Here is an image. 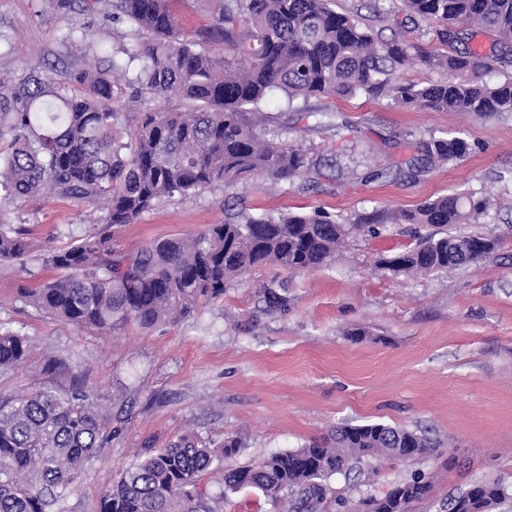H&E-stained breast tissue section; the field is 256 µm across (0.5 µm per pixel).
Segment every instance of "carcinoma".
I'll return each mask as SVG.
<instances>
[{"label":"carcinoma","mask_w":512,"mask_h":512,"mask_svg":"<svg viewBox=\"0 0 512 512\" xmlns=\"http://www.w3.org/2000/svg\"><path fill=\"white\" fill-rule=\"evenodd\" d=\"M101 0H57L68 14L81 4L93 12ZM176 0H111L112 17L148 34L112 59L106 68L86 61L53 77L41 67L0 77V188L14 203L44 192L104 211V228L50 251L46 266L57 277L22 291L28 303L66 323L109 333L118 326L142 330L174 323L198 301L224 294L236 279L262 266L312 271L336 258L359 224L328 213L230 218L195 237L147 242L127 255L116 253L112 235L144 212L175 195L217 185L233 187L252 175L272 181L306 175L307 152L283 133L266 127L260 104L274 89L288 99L387 98L401 108L470 112L478 116L512 112V79L491 84V68L474 51L436 50L422 55L446 78L420 85L398 76L410 46L385 40L330 0H217L209 39L224 51L197 48L177 29ZM413 19L437 25L441 45L455 27L469 25L512 48V0H400ZM262 41L259 53L241 51ZM131 88V102L175 100L187 106L120 112L112 106L115 78ZM133 129L117 142L118 126ZM413 172L458 161L470 144L457 133L421 136L412 143ZM489 200L451 192L386 220L393 224H467L486 212ZM498 240L484 234L428 236L411 249L378 260L396 275H430L474 264L492 255ZM26 230L0 224V265L28 256ZM280 281L264 289L267 304L283 310ZM30 339L0 328V370L27 360ZM103 418L86 387L77 382L63 393L42 390L0 401V512H60L80 491L87 462L104 446ZM438 447L425 434L383 423L344 424L327 436L293 450L268 454L233 469L224 457L245 444L237 437L213 447L195 435L152 451L127 467L106 488L98 512H218L224 497L255 488L288 512H332L354 499L333 493L326 480L361 468L372 458L407 460ZM431 483L412 475L376 495L372 512H409L427 497ZM476 501L460 500L459 512L498 504L502 484L486 480Z\"/></svg>","instance_id":"cac0c4a2"}]
</instances>
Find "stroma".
I'll use <instances>...</instances> for the list:
<instances>
[{
	"mask_svg": "<svg viewBox=\"0 0 512 512\" xmlns=\"http://www.w3.org/2000/svg\"><path fill=\"white\" fill-rule=\"evenodd\" d=\"M339 12L420 51L436 45L426 24L403 12L377 19L374 0H333ZM178 26L200 47L213 25L214 0H177ZM83 35L65 41L68 28ZM134 42L130 25L104 13L63 15L55 0H0V76L25 64L66 71L84 57L108 66ZM333 125L317 127L275 94L262 110L271 127L291 128L315 174L271 182L247 178L159 202L115 235L129 253L165 237L190 238L230 214L254 218L320 209L353 224L368 215L410 209L451 191L489 199L476 222L454 234L499 240L488 258L427 276H397L380 255L412 248L428 226L380 223L378 235H352L335 262L311 272L259 269L200 304L189 318L143 331L130 325L103 335L37 310L20 291L54 278L43 258L97 230L99 209L50 195L24 204L0 192V223L26 228L32 251L0 266V327L28 336L34 350L0 371V400L42 389L64 391L81 380L104 419L107 441L85 466L78 495L65 512H98L102 491L148 449L185 434L221 444L240 436L246 449L225 457L233 468L259 456L295 449L337 425L384 423L421 430L438 443L419 460H381L376 475H332L335 490L382 493L420 472L430 495L410 512H448V500L487 479L505 489L493 512H512V116L481 118L434 112L358 96L329 104ZM461 132L463 159L405 173L411 141ZM387 167L391 177L370 178ZM286 284L285 311L265 312L263 286Z\"/></svg>",
	"mask_w": 512,
	"mask_h": 512,
	"instance_id": "35a3bbf8",
	"label": "stroma"
}]
</instances>
